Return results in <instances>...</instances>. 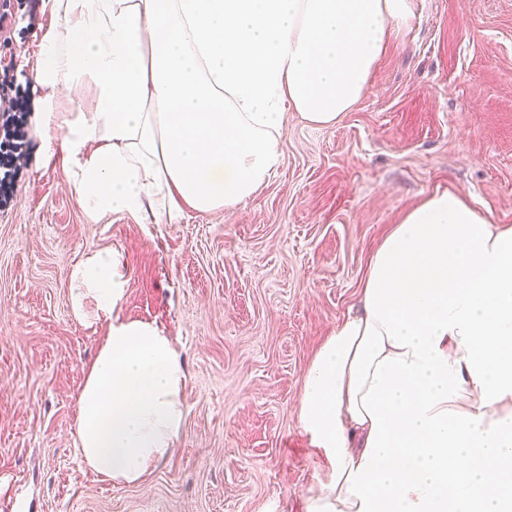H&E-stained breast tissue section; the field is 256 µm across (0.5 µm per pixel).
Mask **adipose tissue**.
I'll return each instance as SVG.
<instances>
[{
	"mask_svg": "<svg viewBox=\"0 0 512 512\" xmlns=\"http://www.w3.org/2000/svg\"><path fill=\"white\" fill-rule=\"evenodd\" d=\"M35 123L58 131L86 212L232 209L278 168L288 111L336 125L408 0H51ZM89 101L63 112L59 90ZM119 261L77 280L109 322L74 448L144 481L185 424L170 337L114 319ZM299 421L331 461L307 512H512V225L428 194L372 254L354 314L304 376Z\"/></svg>",
	"mask_w": 512,
	"mask_h": 512,
	"instance_id": "adipose-tissue-1",
	"label": "adipose tissue"
}]
</instances>
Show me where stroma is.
Returning a JSON list of instances; mask_svg holds the SVG:
<instances>
[{"label":"stroma","instance_id":"1","mask_svg":"<svg viewBox=\"0 0 512 512\" xmlns=\"http://www.w3.org/2000/svg\"><path fill=\"white\" fill-rule=\"evenodd\" d=\"M4 81L32 94L53 18L9 0ZM13 201L0 208V512H306L330 462L300 426L303 376L356 306L388 229L434 191L512 225V0H410L357 105L320 128L289 112L283 159L246 203L92 217L58 139L28 122ZM112 251L117 314L170 336L186 422L142 483L76 457L79 393L108 333L72 307L71 273Z\"/></svg>","mask_w":512,"mask_h":512}]
</instances>
